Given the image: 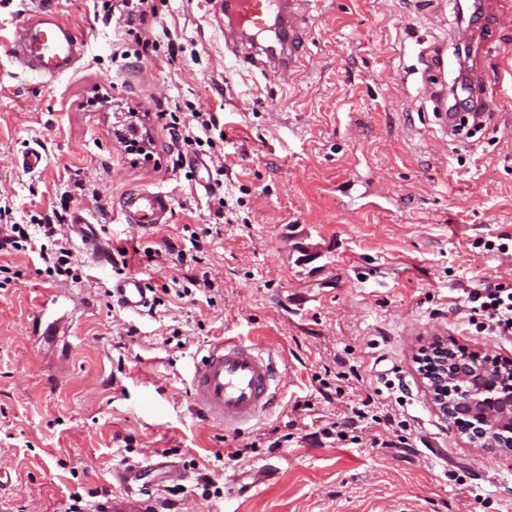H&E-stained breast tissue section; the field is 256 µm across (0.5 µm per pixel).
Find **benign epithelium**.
<instances>
[{
    "label": "benign epithelium",
    "mask_w": 512,
    "mask_h": 512,
    "mask_svg": "<svg viewBox=\"0 0 512 512\" xmlns=\"http://www.w3.org/2000/svg\"><path fill=\"white\" fill-rule=\"evenodd\" d=\"M431 399L441 416L466 426L469 437L490 449H512V386L501 391L493 357L461 360L442 343L430 350Z\"/></svg>",
    "instance_id": "benign-epithelium-1"
}]
</instances>
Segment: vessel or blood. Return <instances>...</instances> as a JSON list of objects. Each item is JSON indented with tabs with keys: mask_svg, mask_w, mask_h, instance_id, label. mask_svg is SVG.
<instances>
[{
	"mask_svg": "<svg viewBox=\"0 0 512 512\" xmlns=\"http://www.w3.org/2000/svg\"><path fill=\"white\" fill-rule=\"evenodd\" d=\"M305 2L222 0L225 48L238 62L265 74L277 78L294 74L305 61L309 35ZM81 49L74 28L60 18L51 0H35L21 14L9 43V53L22 70L52 78L74 70ZM171 209L170 196L161 191H132L119 200L125 223L144 232L166 223ZM70 226L95 265H111L110 249L88 215L72 213ZM109 292L128 312H142L151 304L144 281L133 275L113 280ZM279 383L269 349L227 339L212 346L197 365L191 381L192 406L206 419L239 429L274 408ZM184 478L181 466L164 455L125 461L112 469L119 495L98 503L95 512H162L164 504L150 496V487Z\"/></svg>",
	"mask_w": 512,
	"mask_h": 512,
	"instance_id": "obj_1",
	"label": "vessel or blood"
}]
</instances>
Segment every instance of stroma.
<instances>
[{"label": "stroma", "instance_id": "1", "mask_svg": "<svg viewBox=\"0 0 512 512\" xmlns=\"http://www.w3.org/2000/svg\"><path fill=\"white\" fill-rule=\"evenodd\" d=\"M53 2L84 56L51 80L8 52L29 0H0L4 221L58 218L72 253L68 278L38 252L0 253V512H67L75 493L94 505L117 491L113 466L152 452L187 474L157 492L169 512H512V453L442 420L415 361L436 340L512 360V337L476 333L459 300L512 284V253L485 247L512 236V24L483 17L492 45L460 56L458 0H310L306 66L274 80L225 49L215 0H155L149 31L120 19V0ZM438 54L480 81L488 118L463 142L424 90ZM132 108L147 159L115 137ZM174 111L212 113L223 138L175 141ZM136 188L171 195L167 223H124L118 199ZM78 209L126 265L88 260ZM194 238L198 260H178ZM124 275L211 288L130 314L107 292ZM44 310L55 331L32 336ZM226 338L274 348L283 371L274 413L239 430L190 398L196 363ZM367 395L370 417L353 422ZM203 473L220 496L202 497Z\"/></svg>", "mask_w": 512, "mask_h": 512}]
</instances>
